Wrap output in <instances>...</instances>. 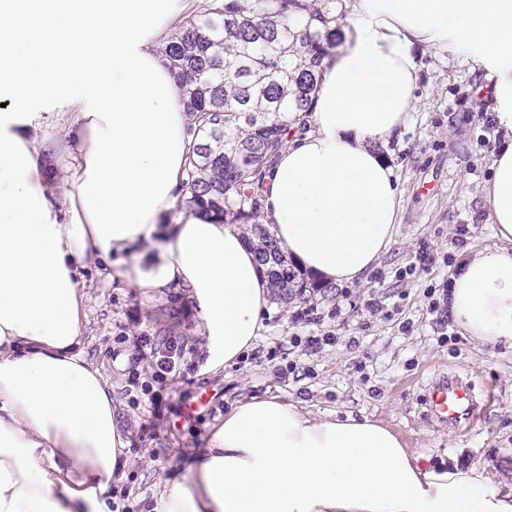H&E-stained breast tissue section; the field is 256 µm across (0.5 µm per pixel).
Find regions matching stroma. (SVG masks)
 <instances>
[{"label": "stroma", "mask_w": 512, "mask_h": 512, "mask_svg": "<svg viewBox=\"0 0 512 512\" xmlns=\"http://www.w3.org/2000/svg\"><path fill=\"white\" fill-rule=\"evenodd\" d=\"M417 60V108L396 137L377 147L401 184L394 244L365 282L274 300L263 335L234 366L205 371L198 310L186 289L149 297L83 271L81 286L90 296L84 352L109 375L128 442L127 478L112 489L128 512H149L164 481L181 476L207 448L217 420L252 396L279 395L316 414L369 417L406 447L457 458L463 468L499 463L512 450V350L480 345L451 319L427 311L428 289L449 279L468 252L497 243L484 187L507 134L494 122L493 94L480 68L429 47L418 49ZM423 247L435 258L425 271L414 266ZM372 297L384 300L382 312L366 310ZM310 306L321 324L295 320L296 311ZM326 332L335 343L305 351L302 338ZM140 334L183 341L173 387L152 383L134 344ZM455 374L466 376L475 393L490 386L496 395L467 427L438 422L425 403L429 383ZM204 392L210 403L184 419V406Z\"/></svg>", "instance_id": "35a3bbf8"}]
</instances>
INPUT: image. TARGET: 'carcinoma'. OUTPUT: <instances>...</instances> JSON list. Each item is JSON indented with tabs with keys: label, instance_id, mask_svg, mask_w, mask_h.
Listing matches in <instances>:
<instances>
[{
	"label": "carcinoma",
	"instance_id": "1",
	"mask_svg": "<svg viewBox=\"0 0 512 512\" xmlns=\"http://www.w3.org/2000/svg\"><path fill=\"white\" fill-rule=\"evenodd\" d=\"M352 0H208L164 48L191 115L185 202L252 224L259 264L283 297L305 288L260 227L265 175L291 137L288 113L314 111L319 64L336 48Z\"/></svg>",
	"mask_w": 512,
	"mask_h": 512
}]
</instances>
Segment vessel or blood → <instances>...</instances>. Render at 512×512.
Listing matches in <instances>:
<instances>
[{
	"mask_svg": "<svg viewBox=\"0 0 512 512\" xmlns=\"http://www.w3.org/2000/svg\"><path fill=\"white\" fill-rule=\"evenodd\" d=\"M488 403V398L477 396L467 379L458 375L434 384L427 398L430 412L452 427L474 421Z\"/></svg>",
	"mask_w": 512,
	"mask_h": 512,
	"instance_id": "1",
	"label": "vessel or blood"
}]
</instances>
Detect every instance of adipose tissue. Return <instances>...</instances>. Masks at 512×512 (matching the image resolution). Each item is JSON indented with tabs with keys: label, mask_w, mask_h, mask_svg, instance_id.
Returning <instances> with one entry per match:
<instances>
[{
	"label": "adipose tissue",
	"mask_w": 512,
	"mask_h": 512,
	"mask_svg": "<svg viewBox=\"0 0 512 512\" xmlns=\"http://www.w3.org/2000/svg\"><path fill=\"white\" fill-rule=\"evenodd\" d=\"M188 0H0V512H112L127 442L104 370L82 349L81 272L157 295L188 289L206 367L253 349L271 284L217 216L162 224L189 162L184 94L160 53ZM472 61L512 131V0H356L320 69L310 128L266 176L262 223L327 284L364 281L397 233L402 192L377 144L417 103V46ZM65 123L74 190L36 132ZM497 240L452 277L456 325L512 348V141L484 190ZM155 512H512L491 463L433 464L369 419L278 395L237 402Z\"/></svg>",
	"instance_id": "ef3b65f1"
}]
</instances>
